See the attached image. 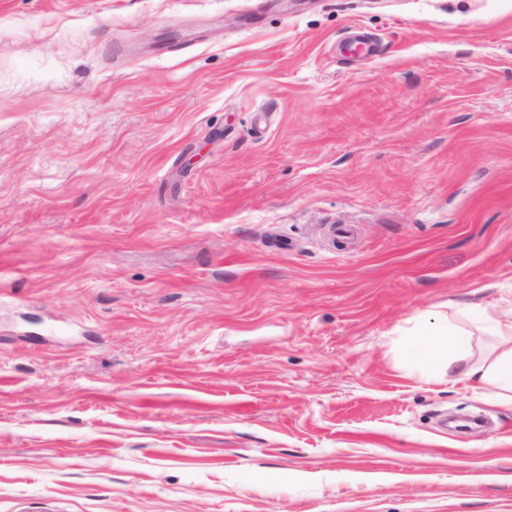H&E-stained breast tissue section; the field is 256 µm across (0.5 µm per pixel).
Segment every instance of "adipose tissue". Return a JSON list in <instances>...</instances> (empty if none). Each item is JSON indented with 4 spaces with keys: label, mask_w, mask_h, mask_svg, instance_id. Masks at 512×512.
I'll return each instance as SVG.
<instances>
[{
    "label": "adipose tissue",
    "mask_w": 512,
    "mask_h": 512,
    "mask_svg": "<svg viewBox=\"0 0 512 512\" xmlns=\"http://www.w3.org/2000/svg\"><path fill=\"white\" fill-rule=\"evenodd\" d=\"M468 321L483 324L495 342L481 356H474L471 333L466 327L442 320L436 330L411 328L402 335L399 348L416 356L418 362L437 376L458 378L481 389H497L499 403L512 409V308L501 318L489 316L485 309L470 307Z\"/></svg>",
    "instance_id": "ef3b65f1"
}]
</instances>
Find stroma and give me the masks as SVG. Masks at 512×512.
Returning <instances> with one entry per match:
<instances>
[{
  "label": "stroma",
  "mask_w": 512,
  "mask_h": 512,
  "mask_svg": "<svg viewBox=\"0 0 512 512\" xmlns=\"http://www.w3.org/2000/svg\"><path fill=\"white\" fill-rule=\"evenodd\" d=\"M511 302L512 0H0V512H512ZM501 316L504 324L490 317L485 309L466 308L470 322L483 323L496 337L491 348L479 357L472 352L470 331L448 320V316L435 331L407 329L399 348L408 355H416L418 362L437 376L448 374V380L459 378L481 389H497L499 403L512 409V307L503 310Z\"/></svg>",
  "instance_id": "35a3bbf8"
}]
</instances>
